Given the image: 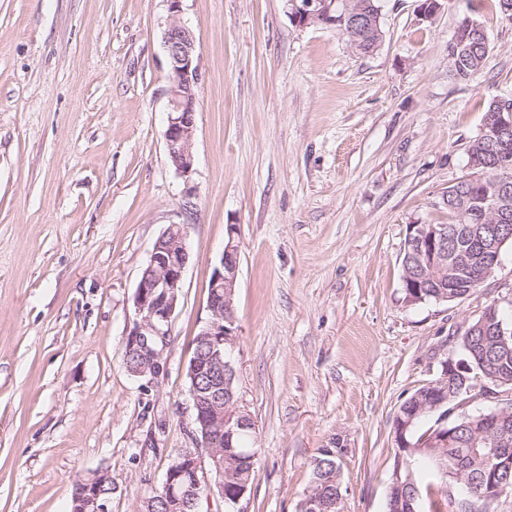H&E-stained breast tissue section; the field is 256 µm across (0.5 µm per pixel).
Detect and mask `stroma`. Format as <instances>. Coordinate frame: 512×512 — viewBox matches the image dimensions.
<instances>
[{
  "mask_svg": "<svg viewBox=\"0 0 512 512\" xmlns=\"http://www.w3.org/2000/svg\"><path fill=\"white\" fill-rule=\"evenodd\" d=\"M419 4L379 0L384 38L361 54L285 0H0V512H69L98 470L111 512H142L195 447L186 367L232 224L236 399L258 461L238 505L199 512H298L330 447L343 512H386L402 403L485 309L512 328V245L469 298L404 301L408 226L450 222L485 107L512 95V20L444 0L424 22ZM472 12L490 51L459 84L448 43ZM175 16L201 73L187 176L164 139ZM171 224L191 258L165 371L139 377L135 291Z\"/></svg>",
  "mask_w": 512,
  "mask_h": 512,
  "instance_id": "1",
  "label": "stroma"
}]
</instances>
